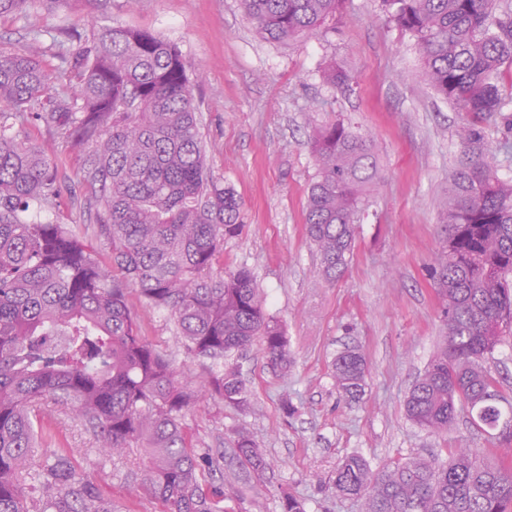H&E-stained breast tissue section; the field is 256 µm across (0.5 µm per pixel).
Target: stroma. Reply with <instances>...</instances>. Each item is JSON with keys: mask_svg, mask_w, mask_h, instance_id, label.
I'll use <instances>...</instances> for the list:
<instances>
[{"mask_svg": "<svg viewBox=\"0 0 512 512\" xmlns=\"http://www.w3.org/2000/svg\"><path fill=\"white\" fill-rule=\"evenodd\" d=\"M35 24L46 32L43 61L52 72L94 25L149 29L177 44L190 66L210 169L242 200L244 227L225 240L222 261L254 270L294 363L288 375L275 373L259 346H251L238 359L247 406L208 399L182 419L194 445L215 461L200 477L223 488L224 512H282L288 492L305 499L309 512H362L360 500L337 496L329 483L346 456L361 455L379 469L415 455L490 447L465 410L439 434L421 430L405 413L410 389L444 337L434 259L448 177L463 159L457 137L463 115L420 79L413 37L388 21L379 0H346L321 30L288 42L261 37L239 0H82L72 10L1 20L0 45L25 48ZM328 60L350 72L348 88L326 83ZM499 88L506 107L473 124L482 145L496 151L500 177L512 179V65L502 64ZM331 119L373 137L382 178L361 218L351 263L328 283L315 272L319 259L306 235L305 206L315 173L307 140ZM29 139L63 159L64 193L42 220L71 227L102 252L93 206L74 180L76 155L55 132L33 128ZM129 305L143 336L171 355L176 370L202 374L200 361L175 344L167 311L135 293ZM348 346L368 364L356 403L331 376L334 357ZM40 424L49 439L32 459L31 474L74 450L114 512H159L136 480L133 457L100 455L83 421L64 408L47 407ZM237 430L264 451L270 468L263 479L238 480Z\"/></svg>", "mask_w": 512, "mask_h": 512, "instance_id": "stroma-1", "label": "stroma"}]
</instances>
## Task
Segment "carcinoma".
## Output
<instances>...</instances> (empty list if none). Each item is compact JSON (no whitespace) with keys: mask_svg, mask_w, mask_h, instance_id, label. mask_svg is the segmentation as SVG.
Returning a JSON list of instances; mask_svg holds the SVG:
<instances>
[{"mask_svg":"<svg viewBox=\"0 0 512 512\" xmlns=\"http://www.w3.org/2000/svg\"><path fill=\"white\" fill-rule=\"evenodd\" d=\"M75 0H0V20L33 4L58 10ZM345 0H241L265 38L283 42L318 31ZM501 0H381L390 22L418 45L421 79L459 111H499V68L512 63V9ZM23 50L0 46V512H30L24 481L42 434L34 420L65 406L93 430L99 448L140 451V487L159 512H221L224 491L200 482L198 453L181 418L199 400L243 407L246 386L231 353L257 342L267 363L292 366L282 326L265 309L246 265L216 271L224 240L242 231V202L212 176L194 85L178 47L146 29L92 30L72 58L73 91L51 94L39 37ZM326 81L348 84L330 62ZM60 130L83 154L76 176L95 208L99 258L63 224L36 213L62 195L59 160L29 142L25 126ZM459 142L478 159L448 177L444 246L436 257L444 341L405 401L408 418L448 430L464 406L484 431L512 421V403L484 366L512 327V182L469 123ZM316 171L305 224L318 274L334 282L353 254L360 218L380 178L372 139L331 119L308 143ZM167 311L176 339L207 359L198 381L142 335L131 293ZM368 365L356 348L332 361L350 401L364 392ZM240 477L269 464L252 435L234 439ZM332 488L362 498L365 512H512V460L492 464L473 448L446 458L409 457L375 471L360 455L337 467ZM43 512H112L73 461L60 455L38 475Z\"/></svg>","mask_w":512,"mask_h":512,"instance_id":"obj_1","label":"carcinoma"}]
</instances>
